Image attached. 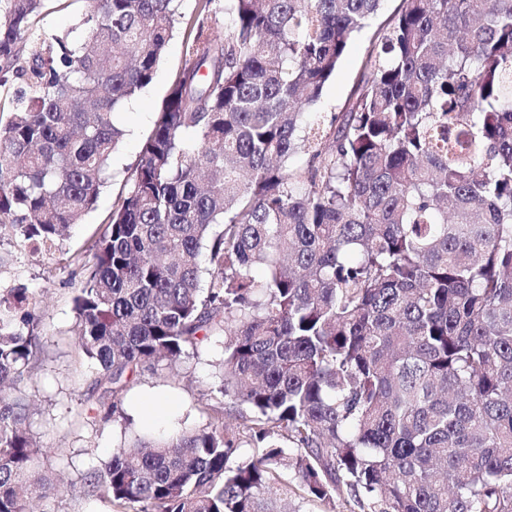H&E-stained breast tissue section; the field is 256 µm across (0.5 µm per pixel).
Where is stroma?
I'll return each mask as SVG.
<instances>
[{
    "mask_svg": "<svg viewBox=\"0 0 512 512\" xmlns=\"http://www.w3.org/2000/svg\"><path fill=\"white\" fill-rule=\"evenodd\" d=\"M397 4L398 0H384L367 30L353 39L336 73L324 86L313 108V119L344 111L361 73L371 33L386 22ZM87 7L86 0H47L34 26L49 35L67 33L79 27ZM184 62L183 41L174 38L156 66L152 83L119 113L118 121L126 135L112 159L113 178L84 222L69 230L59 251L37 255L22 238L0 237V290L23 286L33 289L43 311L42 349L34 375L26 384L36 403L30 429L46 450L49 467L64 470L74 481L89 467L111 458L113 448L121 442V428L102 427L87 419L88 409L99 406L97 394L89 389L95 368L75 346L73 298L85 275L83 264L92 258L94 241L107 222L123 179L136 163L156 112ZM73 253L80 256V263L68 262V255ZM223 357L224 338L216 335L201 346L197 355L181 363L178 373H171L164 365L144 368L123 404L130 410L136 429L170 435L181 428L204 425L206 407L219 405L222 400L218 386ZM160 394L179 407L172 419L153 420L147 406L136 408L131 404L134 398L153 399Z\"/></svg>",
    "mask_w": 512,
    "mask_h": 512,
    "instance_id": "obj_1",
    "label": "stroma"
}]
</instances>
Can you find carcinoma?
I'll use <instances>...</instances> for the list:
<instances>
[{
  "label": "carcinoma",
  "instance_id": "cac0c4a2",
  "mask_svg": "<svg viewBox=\"0 0 512 512\" xmlns=\"http://www.w3.org/2000/svg\"><path fill=\"white\" fill-rule=\"evenodd\" d=\"M45 0H0V235L56 248L95 205L122 106L181 0H90L45 41ZM197 0L185 65L74 298L100 425L141 370L224 335L242 423L136 436L80 478L124 512H512V0H399L345 111L304 123L383 0ZM298 154L309 156L296 168ZM263 268L259 279L255 272ZM36 292L0 293V512L68 486L42 470L24 382ZM250 451L244 453L243 447ZM288 482L292 488V493L288 495V512H330L325 511L329 508L327 505L320 502L308 501L304 495L297 489L298 481L294 478L292 473H288Z\"/></svg>",
  "mask_w": 512,
  "mask_h": 512
}]
</instances>
